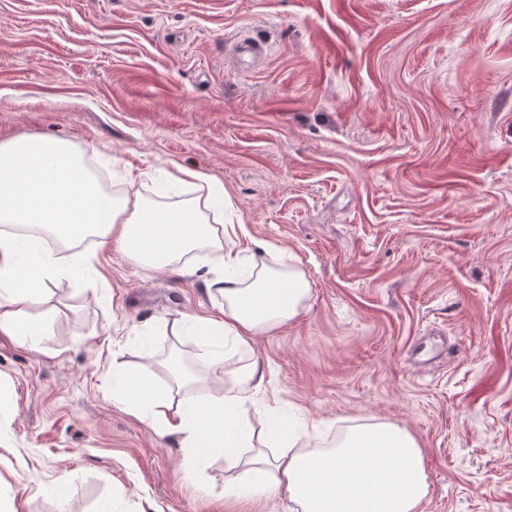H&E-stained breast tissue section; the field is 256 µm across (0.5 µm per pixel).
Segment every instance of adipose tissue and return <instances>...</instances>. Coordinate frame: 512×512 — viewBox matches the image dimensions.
Listing matches in <instances>:
<instances>
[{"label": "adipose tissue", "instance_id": "1", "mask_svg": "<svg viewBox=\"0 0 512 512\" xmlns=\"http://www.w3.org/2000/svg\"><path fill=\"white\" fill-rule=\"evenodd\" d=\"M22 227L44 228L70 244L110 240L131 262L158 270H185L196 253L209 255L216 273L207 288L223 304L217 313L190 316L173 332L190 329L211 345L231 341L249 351L247 363L229 381L217 355L206 378L166 358L135 369L116 366L111 395L156 432L178 436L185 459L219 453L242 461L249 478L231 485L232 494L259 497L281 490L298 512H422V450L411 434L391 424L358 427L322 450L309 449L311 437L302 431L277 456L258 450L240 457L237 423L266 375L263 361L251 352L254 339L296 318L311 288L297 266L249 265L225 248L237 231L224 218L223 186L209 185L201 202L155 204L104 191L68 141L21 136L0 142V335L37 349L49 334L40 312L49 283L82 281L88 266L82 253L65 258L40 239L19 235Z\"/></svg>", "mask_w": 512, "mask_h": 512}]
</instances>
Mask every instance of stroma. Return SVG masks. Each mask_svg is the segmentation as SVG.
I'll return each instance as SVG.
<instances>
[{
  "instance_id": "1",
  "label": "stroma",
  "mask_w": 512,
  "mask_h": 512,
  "mask_svg": "<svg viewBox=\"0 0 512 512\" xmlns=\"http://www.w3.org/2000/svg\"><path fill=\"white\" fill-rule=\"evenodd\" d=\"M19 136L70 140L112 191L149 196L163 168L196 198L181 170L211 177L236 249L304 271L306 308L253 343L260 448L274 418L320 448L394 424L424 452L423 512H512V0H0V141ZM84 250L42 349L0 335V512H290L107 397L146 336L208 372L171 325L217 311L211 264Z\"/></svg>"
}]
</instances>
